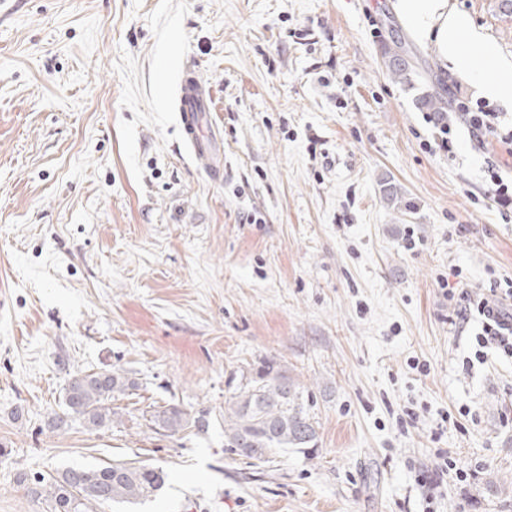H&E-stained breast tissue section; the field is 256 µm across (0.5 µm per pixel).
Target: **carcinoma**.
<instances>
[{"instance_id":"obj_1","label":"carcinoma","mask_w":512,"mask_h":512,"mask_svg":"<svg viewBox=\"0 0 512 512\" xmlns=\"http://www.w3.org/2000/svg\"><path fill=\"white\" fill-rule=\"evenodd\" d=\"M390 74L411 81L415 66L400 48L385 54ZM420 108L446 118L448 102L435 94L419 97ZM136 387L119 369L87 373L76 371L65 387L63 414L51 422L61 426L70 417L89 427L101 428L114 421L112 399ZM150 421L170 434L188 428L205 432V416L192 418L176 405L153 413ZM316 422L293 381L274 371L271 365L255 372L238 386L224 411V446L237 455L263 461L278 448H292L307 454L317 443ZM27 493L47 501L49 512H99L110 503L135 502L154 496L165 483L163 472L134 462L106 463L92 467H68L55 476L22 478Z\"/></svg>"}]
</instances>
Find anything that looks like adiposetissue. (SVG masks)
I'll return each instance as SVG.
<instances>
[{
  "label": "adipose tissue",
  "mask_w": 512,
  "mask_h": 512,
  "mask_svg": "<svg viewBox=\"0 0 512 512\" xmlns=\"http://www.w3.org/2000/svg\"><path fill=\"white\" fill-rule=\"evenodd\" d=\"M399 10L413 36L421 42L435 40V60L450 64L455 73H471L465 42L477 40L469 19L449 10L448 0H398Z\"/></svg>",
  "instance_id": "adipose-tissue-1"
}]
</instances>
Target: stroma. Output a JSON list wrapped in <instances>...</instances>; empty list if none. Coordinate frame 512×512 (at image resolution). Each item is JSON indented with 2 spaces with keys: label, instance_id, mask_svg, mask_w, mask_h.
<instances>
[{
  "label": "stroma",
  "instance_id": "obj_1",
  "mask_svg": "<svg viewBox=\"0 0 512 512\" xmlns=\"http://www.w3.org/2000/svg\"><path fill=\"white\" fill-rule=\"evenodd\" d=\"M396 5L0 0V512H46L19 475L128 460L165 486L103 512H512V358L472 360L444 295L512 281V222L466 129L455 160L423 148L417 98L478 92ZM448 7L473 65H512L501 0ZM175 58L211 93L219 177L184 146ZM264 365L308 396L311 453L225 448ZM103 369L136 383L117 419L51 426L70 374ZM169 404L207 432L155 429ZM446 459L467 481L423 486ZM401 48H389L385 54V66L390 74L402 81H411V75L416 74L415 66L405 57Z\"/></svg>",
  "mask_w": 512,
  "mask_h": 512
}]
</instances>
